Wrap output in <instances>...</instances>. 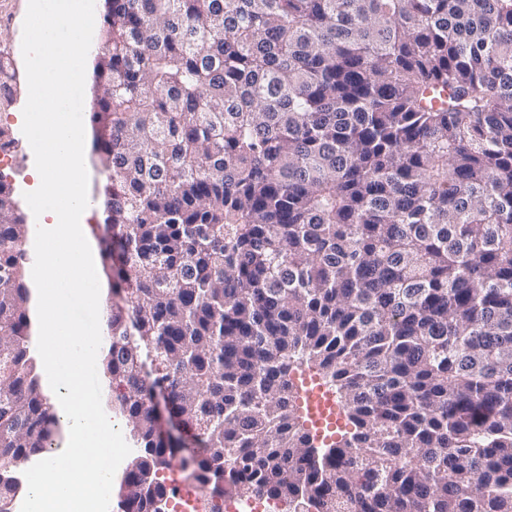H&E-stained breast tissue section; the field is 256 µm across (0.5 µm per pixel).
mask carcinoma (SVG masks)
Returning <instances> with one entry per match:
<instances>
[{"label": "carcinoma", "mask_w": 512, "mask_h": 512, "mask_svg": "<svg viewBox=\"0 0 512 512\" xmlns=\"http://www.w3.org/2000/svg\"><path fill=\"white\" fill-rule=\"evenodd\" d=\"M102 40L119 507L194 447L209 512H512V0H106ZM30 239L0 175V512L60 439ZM302 365L353 427L326 448ZM236 509V510H234ZM224 512H270L267 502L249 493L236 497L224 496Z\"/></svg>", "instance_id": "carcinoma-1"}]
</instances>
